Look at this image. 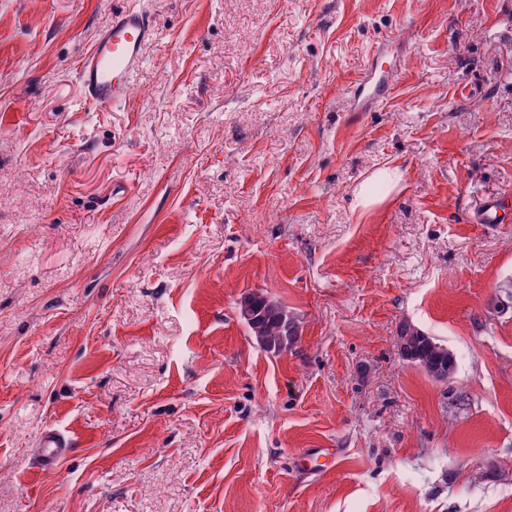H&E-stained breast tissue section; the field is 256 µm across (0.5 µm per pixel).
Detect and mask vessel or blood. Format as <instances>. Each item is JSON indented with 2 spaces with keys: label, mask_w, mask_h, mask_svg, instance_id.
<instances>
[{
  "label": "vessel or blood",
  "mask_w": 512,
  "mask_h": 512,
  "mask_svg": "<svg viewBox=\"0 0 512 512\" xmlns=\"http://www.w3.org/2000/svg\"><path fill=\"white\" fill-rule=\"evenodd\" d=\"M153 37L143 11L132 9L116 15L80 60L77 77L86 99L101 107L124 102L129 84L143 68V50ZM74 446L73 439L63 432L46 428L37 450L38 466H56Z\"/></svg>",
  "instance_id": "vessel-or-blood-1"
}]
</instances>
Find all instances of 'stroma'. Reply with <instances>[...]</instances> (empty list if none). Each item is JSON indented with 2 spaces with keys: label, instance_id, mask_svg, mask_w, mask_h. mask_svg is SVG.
<instances>
[{
  "label": "stroma",
  "instance_id": "35a3bbf8",
  "mask_svg": "<svg viewBox=\"0 0 512 512\" xmlns=\"http://www.w3.org/2000/svg\"><path fill=\"white\" fill-rule=\"evenodd\" d=\"M124 9L154 38L97 108L77 62ZM491 200L512 0H0V512H512ZM259 290L298 320L277 355ZM49 427L75 447L40 471ZM247 297L253 302L255 312L250 319L241 317L248 327L250 336L254 337L263 350L279 353L278 346L283 344L284 340L285 343H290V336L298 335L294 315L285 305L267 296L263 291L252 292ZM400 334L404 336L399 337L401 354L407 353L408 336L411 340V357L405 356V360L415 363L436 379H439L438 371L448 370V376L454 371L455 359L453 355L448 352V348L437 343L434 338L409 325H403Z\"/></svg>",
  "mask_w": 512,
  "mask_h": 512
}]
</instances>
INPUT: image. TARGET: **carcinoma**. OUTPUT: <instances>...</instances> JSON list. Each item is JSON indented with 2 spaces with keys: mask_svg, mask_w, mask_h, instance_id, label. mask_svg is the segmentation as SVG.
Segmentation results:
<instances>
[{
  "mask_svg": "<svg viewBox=\"0 0 512 512\" xmlns=\"http://www.w3.org/2000/svg\"><path fill=\"white\" fill-rule=\"evenodd\" d=\"M248 298L253 302L255 312L245 323L249 334L263 350L276 353L279 345L290 342L291 337L298 335L294 315L281 302L262 291L252 292ZM400 334L411 340V357L407 361L418 365L434 378L441 370L454 371L453 355L434 338L409 325L402 326Z\"/></svg>",
  "mask_w": 512,
  "mask_h": 512,
  "instance_id": "carcinoma-1",
  "label": "carcinoma"
}]
</instances>
